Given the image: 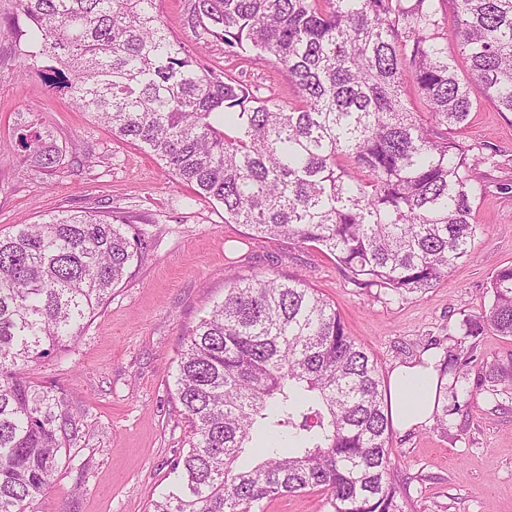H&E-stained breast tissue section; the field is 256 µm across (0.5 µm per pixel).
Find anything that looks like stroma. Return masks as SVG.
<instances>
[{"instance_id":"obj_1","label":"stroma","mask_w":512,"mask_h":512,"mask_svg":"<svg viewBox=\"0 0 512 512\" xmlns=\"http://www.w3.org/2000/svg\"><path fill=\"white\" fill-rule=\"evenodd\" d=\"M27 26L16 0H0V233L64 210H109L153 242L65 361L29 367L34 380L58 384L84 412L83 434L39 512H150L190 436L174 398L182 337L223 299L228 276H303L334 304L386 379L422 360L427 344H447L465 315L482 314L492 274L512 265V194L495 188L512 179V119L492 104L471 112L459 135L497 150L496 165L480 167L488 187L474 205V254L425 292L400 300L356 285L313 246L284 237L246 240V227L225 223L220 204L173 184L156 157L76 109L42 69L24 68L20 34ZM205 57L251 85L276 86L283 100L295 95L287 72L241 68L225 58L222 43L209 45ZM30 123L45 146L61 150L57 172L37 168L16 146L17 128ZM475 354L470 403L449 416L447 429L431 420L393 432L409 512H512V389L498 383L512 370V337L486 332Z\"/></svg>"}]
</instances>
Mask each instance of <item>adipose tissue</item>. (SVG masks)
Here are the masks:
<instances>
[{
    "label": "adipose tissue",
    "instance_id": "ef3b65f1",
    "mask_svg": "<svg viewBox=\"0 0 512 512\" xmlns=\"http://www.w3.org/2000/svg\"><path fill=\"white\" fill-rule=\"evenodd\" d=\"M436 383L437 374L430 367L406 365L392 373L389 412L398 428L413 426L432 414Z\"/></svg>",
    "mask_w": 512,
    "mask_h": 512
}]
</instances>
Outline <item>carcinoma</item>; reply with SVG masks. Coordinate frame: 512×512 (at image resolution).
<instances>
[{
  "label": "carcinoma",
  "instance_id": "cac0c4a2",
  "mask_svg": "<svg viewBox=\"0 0 512 512\" xmlns=\"http://www.w3.org/2000/svg\"><path fill=\"white\" fill-rule=\"evenodd\" d=\"M16 3L24 60L53 61L75 107L219 203L224 223L311 243L399 298L472 257L477 168L495 149L457 133L485 101L512 114V0H188L194 52L168 35L156 0ZM447 4L456 53L440 32ZM213 41L286 71L294 101L205 64ZM16 143L44 171L60 165L35 127ZM151 250L110 211H63L0 236V512H37L82 429L83 411L29 364L63 361ZM490 291L488 311L464 318L434 362L441 427L469 402L467 340L512 337V265ZM174 386L191 436L152 512H264L310 491L331 512H407L377 363L305 278L231 277L184 338Z\"/></svg>",
  "mask_w": 512,
  "mask_h": 512
}]
</instances>
